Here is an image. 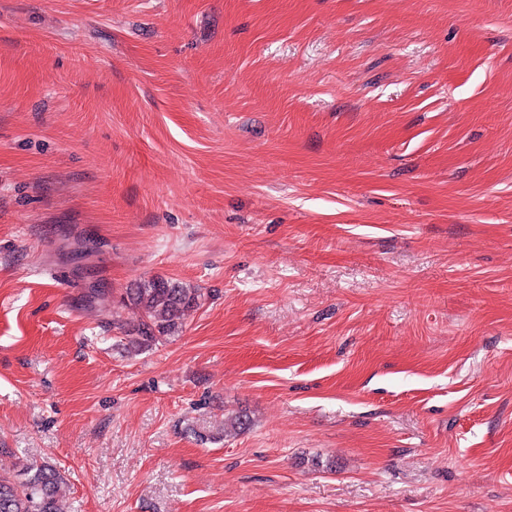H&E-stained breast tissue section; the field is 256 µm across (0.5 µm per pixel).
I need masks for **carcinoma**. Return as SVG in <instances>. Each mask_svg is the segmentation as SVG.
<instances>
[{"instance_id":"cac0c4a2","label":"carcinoma","mask_w":512,"mask_h":512,"mask_svg":"<svg viewBox=\"0 0 512 512\" xmlns=\"http://www.w3.org/2000/svg\"><path fill=\"white\" fill-rule=\"evenodd\" d=\"M199 298V289L161 277L127 289L120 304L138 314L137 323L129 329L134 348L149 349L162 338L178 333L185 315L198 306ZM0 512H64L59 473L42 463L28 466L22 481L0 474Z\"/></svg>"}]
</instances>
